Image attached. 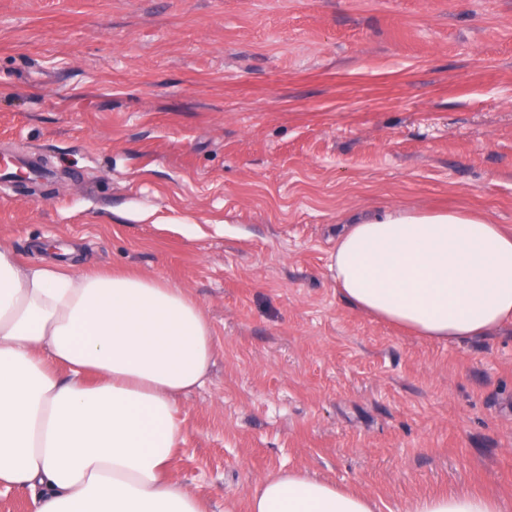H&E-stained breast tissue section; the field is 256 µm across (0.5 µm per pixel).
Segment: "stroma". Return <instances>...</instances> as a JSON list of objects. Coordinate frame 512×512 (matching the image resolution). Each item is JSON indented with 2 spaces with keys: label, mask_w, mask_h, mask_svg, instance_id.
Here are the masks:
<instances>
[{
  "label": "stroma",
  "mask_w": 512,
  "mask_h": 512,
  "mask_svg": "<svg viewBox=\"0 0 512 512\" xmlns=\"http://www.w3.org/2000/svg\"><path fill=\"white\" fill-rule=\"evenodd\" d=\"M0 246L58 240L207 309L173 475L209 512L301 470L407 512H512V329L443 343L369 319L327 256L344 212L512 229V0H0ZM409 512H502V505L490 494H444L418 500Z\"/></svg>",
  "instance_id": "stroma-1"
}]
</instances>
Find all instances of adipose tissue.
I'll use <instances>...</instances> for the list:
<instances>
[{
	"instance_id": "adipose-tissue-1",
	"label": "adipose tissue",
	"mask_w": 512,
	"mask_h": 512,
	"mask_svg": "<svg viewBox=\"0 0 512 512\" xmlns=\"http://www.w3.org/2000/svg\"><path fill=\"white\" fill-rule=\"evenodd\" d=\"M354 309L439 341L512 326V232L456 210L352 212L328 256ZM214 354L205 307L156 277L0 248V489L33 512H206L171 474L178 399ZM369 495L293 470L263 479L248 512H376ZM409 512H502L486 493Z\"/></svg>"
}]
</instances>
